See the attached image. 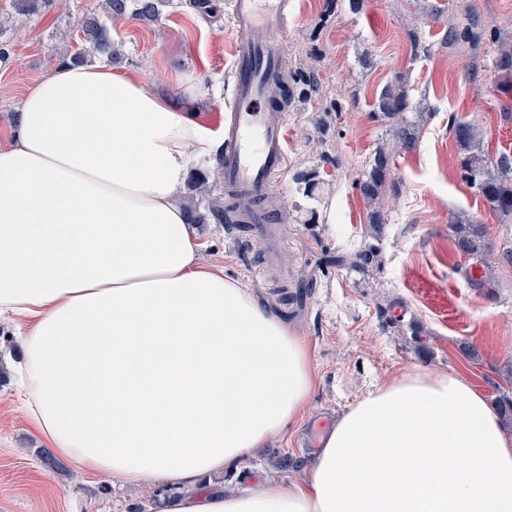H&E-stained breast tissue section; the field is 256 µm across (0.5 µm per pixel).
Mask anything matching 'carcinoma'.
Here are the masks:
<instances>
[{"label":"carcinoma","mask_w":512,"mask_h":512,"mask_svg":"<svg viewBox=\"0 0 512 512\" xmlns=\"http://www.w3.org/2000/svg\"><path fill=\"white\" fill-rule=\"evenodd\" d=\"M172 2L173 0H105L102 12H89L81 17L77 46L68 47L63 61L88 64L96 56L112 58V25L115 20L131 15L144 21H155L160 17L162 8ZM57 4L59 0H11L10 6L16 14L31 15L46 11ZM487 36L492 42H499L497 35L489 36L480 28L476 16L467 9L459 23L448 27L447 39L452 44H458L477 42ZM317 91L318 81L314 71L290 73L286 90L288 101L292 102L297 97L308 98ZM408 108L409 98L405 87L389 86L383 89L378 99L379 118L392 127V138L376 149L359 182L360 195L372 207L369 229L371 237L376 241L380 239L385 224L381 200L390 179L394 154L400 149L413 147L419 138L418 126L406 119L405 112ZM450 131L458 147L461 179L476 196L484 200L490 211L501 217L512 216V154L503 152L498 160H492L485 153L480 131L468 122L455 119L451 122ZM318 178L319 171L316 168L301 173L297 178L301 184L298 193L306 198L311 197ZM243 204L242 199L226 205L221 199L213 198L202 208L200 202L191 199L186 202V207L192 224H207L211 220L217 224H226L228 213ZM449 230L456 249L465 255L480 259L492 251L481 224L456 222L449 225ZM378 255L379 247L370 244L355 256L352 266L363 271L377 261ZM495 405L503 422L512 427V391L504 390L499 393Z\"/></svg>","instance_id":"obj_1"}]
</instances>
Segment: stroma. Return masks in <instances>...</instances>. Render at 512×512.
Here are the masks:
<instances>
[{"mask_svg": "<svg viewBox=\"0 0 512 512\" xmlns=\"http://www.w3.org/2000/svg\"><path fill=\"white\" fill-rule=\"evenodd\" d=\"M231 0L213 16L191 0H174L157 21L124 19L112 37L120 46L113 69L140 71L171 100L181 101L187 77L202 80L206 97L195 116L220 130L216 116L231 101V47L236 39ZM101 0H63L48 12L12 16L0 39L12 54L0 63V132L12 124L19 100L61 62L63 37ZM474 7L498 44L467 48L445 43L448 26ZM290 69H312L316 97L296 102L287 114L286 169L267 204L280 225L277 260L261 245L242 249L246 234L224 224L197 233L204 260L223 267L307 344L317 376L304 416L287 435L238 467L225 469V488L249 493L306 479L315 458L310 438L376 386L411 373L445 372L467 379L495 401L512 366V266L498 261L512 247V224L476 199L457 168L452 119L474 124L490 157L512 152V70L497 68L512 51V0H296L286 36ZM405 85L409 120L420 127L416 149L395 160L387 185L380 266L360 271L351 261L368 242L369 208L358 182L376 148L389 141L376 116L385 86ZM332 113L328 130L313 116ZM320 168L312 199L299 201V173ZM484 224L494 248L492 282L478 288L460 272L470 262L457 252L449 224ZM469 344L473 355L462 352ZM20 338L0 320V512H145L163 483L119 486L67 462L60 474L43 465V442L32 432L17 398L13 364Z\"/></svg>", "mask_w": 512, "mask_h": 512, "instance_id": "1", "label": "stroma"}]
</instances>
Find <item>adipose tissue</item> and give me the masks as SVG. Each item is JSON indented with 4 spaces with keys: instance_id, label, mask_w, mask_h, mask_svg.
Here are the masks:
<instances>
[{
    "instance_id": "1",
    "label": "adipose tissue",
    "mask_w": 512,
    "mask_h": 512,
    "mask_svg": "<svg viewBox=\"0 0 512 512\" xmlns=\"http://www.w3.org/2000/svg\"><path fill=\"white\" fill-rule=\"evenodd\" d=\"M222 135L134 72L59 64L0 138V319L23 328L30 422L174 512H512V432L463 377L377 386L322 435L307 479L214 484L306 409L310 352L222 270L181 193Z\"/></svg>"
}]
</instances>
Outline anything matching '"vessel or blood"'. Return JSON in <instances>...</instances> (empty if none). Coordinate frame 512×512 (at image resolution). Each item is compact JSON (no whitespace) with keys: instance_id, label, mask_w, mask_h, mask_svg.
Here are the masks:
<instances>
[{"instance_id":"obj_1","label":"vessel or blood","mask_w":512,"mask_h":512,"mask_svg":"<svg viewBox=\"0 0 512 512\" xmlns=\"http://www.w3.org/2000/svg\"><path fill=\"white\" fill-rule=\"evenodd\" d=\"M294 9V0H233L232 104L217 171L225 195L265 199L286 167L288 125L278 103L287 71L282 37Z\"/></svg>"}]
</instances>
